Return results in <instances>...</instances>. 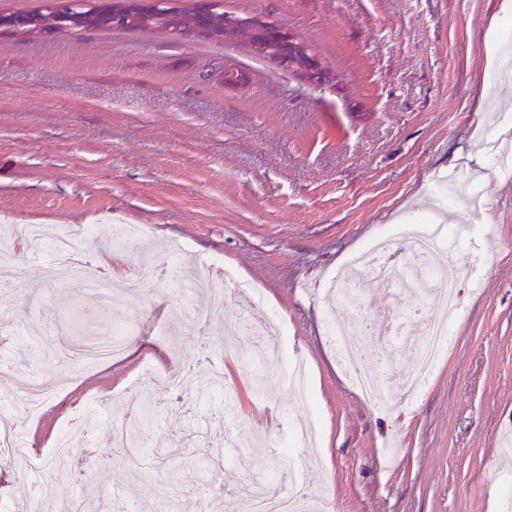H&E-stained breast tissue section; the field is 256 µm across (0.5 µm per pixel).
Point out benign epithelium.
I'll list each match as a JSON object with an SVG mask.
<instances>
[{
	"label": "benign epithelium",
	"instance_id": "benign-epithelium-1",
	"mask_svg": "<svg viewBox=\"0 0 512 512\" xmlns=\"http://www.w3.org/2000/svg\"><path fill=\"white\" fill-rule=\"evenodd\" d=\"M58 25L74 30L88 23L70 16L89 7L87 0H51ZM219 0H189V7L172 6L171 0H152L143 6L140 0H127L122 9L112 10V20L104 26L114 32H131L157 27L186 37L212 40L236 39L248 45L259 58L282 69L296 71L310 84L322 86L333 80L306 42L292 32L277 27L260 16L241 17L218 10ZM43 29L36 13L3 14L0 32L32 35Z\"/></svg>",
	"mask_w": 512,
	"mask_h": 512
}]
</instances>
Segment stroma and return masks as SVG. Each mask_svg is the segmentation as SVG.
Wrapping results in <instances>:
<instances>
[{"instance_id": "35a3bbf8", "label": "stroma", "mask_w": 512, "mask_h": 512, "mask_svg": "<svg viewBox=\"0 0 512 512\" xmlns=\"http://www.w3.org/2000/svg\"><path fill=\"white\" fill-rule=\"evenodd\" d=\"M503 0H221L304 39L334 76L316 87L255 58L237 40L184 38L159 29L0 33V227L42 224L81 236L87 272L108 274L116 300L68 281L48 282L51 251L17 241L26 280L0 290V408L28 435L30 453L0 466V512L72 501L97 512H158L161 497L203 498L227 512L225 493L247 477L288 484L281 449L315 457L300 478L316 512H504L512 469V175L490 156L487 113L512 108V77H497L512 32ZM245 78L229 83L225 74ZM458 175L452 198L441 176ZM483 206L475 208L471 194ZM142 238L114 246L112 227ZM449 240L453 276L471 270L449 348L420 394L400 381L417 349L397 350L380 373L383 393L364 400L336 356L346 308L331 298L342 273L384 238L405 253L411 232ZM185 264L233 268L260 289L277 317L286 361L305 364L307 400L280 374L252 383L225 339L248 302L224 306L201 335L175 329L189 309L168 276L133 287L138 269L173 249ZM126 350L83 366L45 356L30 336L83 344L105 326ZM190 370L187 388L167 376ZM71 382L37 417L11 405L29 375ZM150 396L151 430L182 452L133 459L107 440L134 395ZM95 426L74 420L84 412ZM317 431L315 447L296 441ZM65 439L71 455L48 454ZM203 463L187 468V455ZM222 471L223 488L205 483ZM65 471L57 481L54 471Z\"/></svg>"}]
</instances>
